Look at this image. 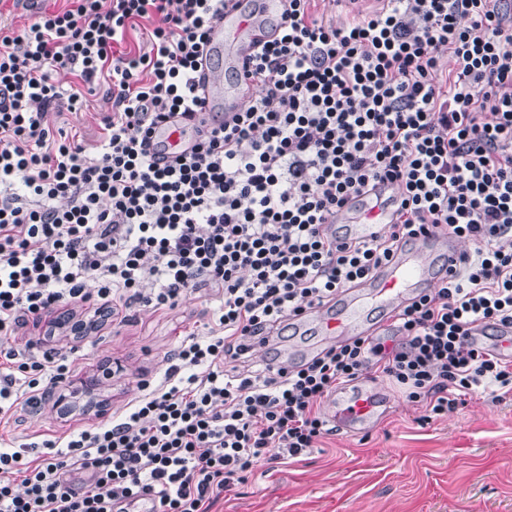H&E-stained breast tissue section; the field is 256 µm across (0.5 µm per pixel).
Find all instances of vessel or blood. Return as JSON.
<instances>
[{
	"label": "vessel or blood",
	"mask_w": 512,
	"mask_h": 512,
	"mask_svg": "<svg viewBox=\"0 0 512 512\" xmlns=\"http://www.w3.org/2000/svg\"><path fill=\"white\" fill-rule=\"evenodd\" d=\"M256 35L257 29L243 0H230L209 45L212 67L207 70L204 82L205 111L239 109L238 98L228 95L216 77L225 64L241 66ZM461 256L462 251L454 240L437 235L412 239L375 280L341 295L335 310L309 309L297 322L303 325L318 321L325 336L359 335L372 327L376 315L390 313L413 294L436 287L434 270L437 265H454ZM378 408L376 397L357 388L337 396L329 417L339 425L360 429L375 420Z\"/></svg>",
	"instance_id": "obj_1"
}]
</instances>
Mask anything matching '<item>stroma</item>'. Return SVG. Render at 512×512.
<instances>
[{"instance_id": "stroma-1", "label": "stroma", "mask_w": 512, "mask_h": 512, "mask_svg": "<svg viewBox=\"0 0 512 512\" xmlns=\"http://www.w3.org/2000/svg\"><path fill=\"white\" fill-rule=\"evenodd\" d=\"M205 299L173 308L135 307L96 334L58 337L74 386L90 383L107 410L71 419L52 404L25 402L0 420V449L11 452L122 417L140 398L138 382L163 379V357L190 333H204ZM383 406L368 428L337 429L303 461L259 466L246 484L224 493L212 512H512V401L478 395L430 423L421 406L384 378L365 379Z\"/></svg>"}]
</instances>
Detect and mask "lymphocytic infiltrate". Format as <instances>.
I'll return each mask as SVG.
<instances>
[{
	"label": "lymphocytic infiltrate",
	"mask_w": 512,
	"mask_h": 512,
	"mask_svg": "<svg viewBox=\"0 0 512 512\" xmlns=\"http://www.w3.org/2000/svg\"><path fill=\"white\" fill-rule=\"evenodd\" d=\"M226 2L61 0L0 24V335L214 303L206 335L170 351L164 384L141 381L120 420L34 458L0 451V512H127L141 496L210 512L257 466L310 454L330 433L321 401L377 374L425 423L478 393L512 399V357L479 341L512 328V0H382L343 25L282 0L244 63L254 96L204 131L200 72ZM96 93L111 110L90 147L57 120ZM175 117L190 135L167 153L153 135ZM361 195L390 217L371 239L337 223ZM432 232L473 249L386 332L251 369L255 339ZM69 373L64 353L0 349V415Z\"/></svg>",
	"instance_id": "obj_1"
}]
</instances>
